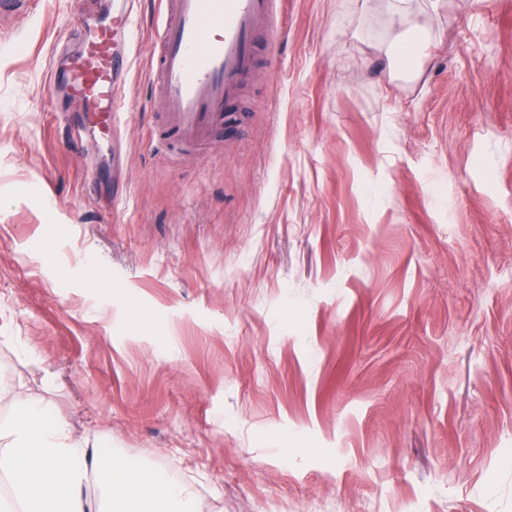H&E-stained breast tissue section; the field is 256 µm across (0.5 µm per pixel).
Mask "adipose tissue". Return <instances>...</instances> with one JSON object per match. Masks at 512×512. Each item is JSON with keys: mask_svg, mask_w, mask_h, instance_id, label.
<instances>
[{"mask_svg": "<svg viewBox=\"0 0 512 512\" xmlns=\"http://www.w3.org/2000/svg\"><path fill=\"white\" fill-rule=\"evenodd\" d=\"M0 450V479L9 485L0 512H91L86 487L95 458L68 423L41 404L20 407ZM111 512H200L184 488L160 487L147 470L113 463Z\"/></svg>", "mask_w": 512, "mask_h": 512, "instance_id": "adipose-tissue-1", "label": "adipose tissue"}]
</instances>
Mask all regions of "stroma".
Returning a JSON list of instances; mask_svg holds the SVG:
<instances>
[{
    "instance_id": "stroma-1",
    "label": "stroma",
    "mask_w": 512,
    "mask_h": 512,
    "mask_svg": "<svg viewBox=\"0 0 512 512\" xmlns=\"http://www.w3.org/2000/svg\"><path fill=\"white\" fill-rule=\"evenodd\" d=\"M116 3L0 20V430L64 419L94 512L116 458L201 512H512V0H286L199 151L151 144L137 0L113 169L50 65Z\"/></svg>"
}]
</instances>
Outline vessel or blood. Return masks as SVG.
<instances>
[{"label":"vessel or blood","mask_w":512,"mask_h":512,"mask_svg":"<svg viewBox=\"0 0 512 512\" xmlns=\"http://www.w3.org/2000/svg\"><path fill=\"white\" fill-rule=\"evenodd\" d=\"M283 0H161L167 18L149 53L150 76L165 115L164 132L186 146L223 131L229 109L252 79L260 48L283 35ZM134 19L124 10L90 19L79 16L66 40L76 41L51 72L53 92L72 101V139L111 142L127 109L131 53L116 51L117 35H130Z\"/></svg>","instance_id":"1"}]
</instances>
